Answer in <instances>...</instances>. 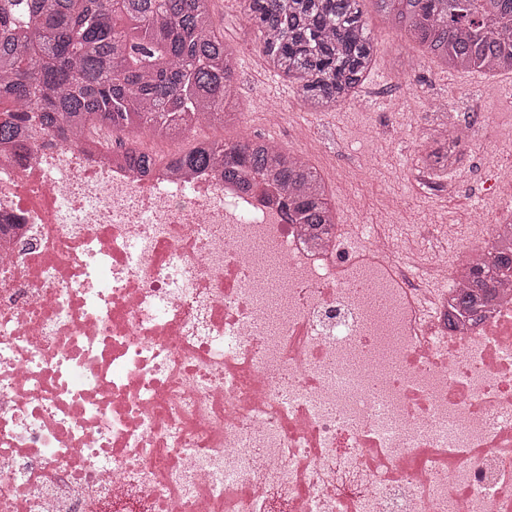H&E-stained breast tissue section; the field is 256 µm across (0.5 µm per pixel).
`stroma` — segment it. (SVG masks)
Returning <instances> with one entry per match:
<instances>
[{"label": "stroma", "mask_w": 512, "mask_h": 512, "mask_svg": "<svg viewBox=\"0 0 512 512\" xmlns=\"http://www.w3.org/2000/svg\"><path fill=\"white\" fill-rule=\"evenodd\" d=\"M362 10L378 44L359 101L309 112L288 82L267 69L239 0H213L215 23L240 62L234 102L243 118L210 127L203 138L274 137L283 149L303 151L321 173L342 224L376 223L383 207L395 234L423 224H454L479 208L483 222L492 223L500 203L512 200V183L497 173L498 167H512V93L505 80L487 76L473 86L462 83L460 71L408 42L376 0H363ZM273 112L288 118L272 121ZM468 122L479 124L484 145L461 143L450 169H425L421 158L436 148L439 129ZM362 157L371 173L338 182L339 168Z\"/></svg>", "instance_id": "35a3bbf8"}]
</instances>
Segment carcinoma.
Here are the masks:
<instances>
[{"mask_svg": "<svg viewBox=\"0 0 512 512\" xmlns=\"http://www.w3.org/2000/svg\"><path fill=\"white\" fill-rule=\"evenodd\" d=\"M362 0H240L270 70L296 84L309 112L357 98L375 57ZM395 12L409 38L455 69L512 71V0H378ZM237 59L213 19L212 0H0V143L17 142L38 121L78 146L87 130L168 138L200 120L224 124L231 113ZM452 144L428 153L432 167L454 164ZM147 171V154L127 156ZM172 171L219 170L224 179L273 185L290 198L311 230L336 223L318 169L261 140L197 141L167 163ZM512 271V249L470 269L458 305L478 311L500 277Z\"/></svg>", "mask_w": 512, "mask_h": 512, "instance_id": "obj_1", "label": "carcinoma"}]
</instances>
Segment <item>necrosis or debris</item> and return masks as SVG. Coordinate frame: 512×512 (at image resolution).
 <instances>
[{
	"label": "necrosis or debris",
	"mask_w": 512,
	"mask_h": 512,
	"mask_svg": "<svg viewBox=\"0 0 512 512\" xmlns=\"http://www.w3.org/2000/svg\"><path fill=\"white\" fill-rule=\"evenodd\" d=\"M0 148V512H512V273L208 170ZM494 262L491 265H477L470 269L471 287L464 291L458 305L465 311L477 312L487 302L500 277L512 271V249L494 247Z\"/></svg>",
	"instance_id": "4bbe7bcc"
}]
</instances>
